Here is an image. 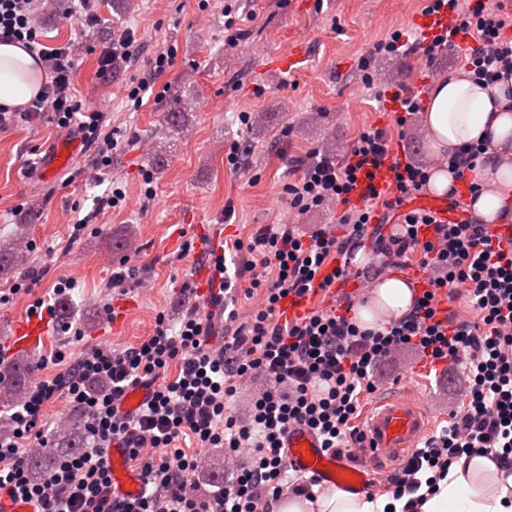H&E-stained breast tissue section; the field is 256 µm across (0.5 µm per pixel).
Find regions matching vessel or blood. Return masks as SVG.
<instances>
[{"label":"vessel or blood","mask_w":512,"mask_h":512,"mask_svg":"<svg viewBox=\"0 0 512 512\" xmlns=\"http://www.w3.org/2000/svg\"><path fill=\"white\" fill-rule=\"evenodd\" d=\"M421 206L437 211L447 221L456 220L460 209L450 207L447 198L423 194ZM47 339V324L43 318L26 315L19 320L9 338L12 350L26 353L37 350ZM429 430V415L425 406L412 394L392 397L375 405L366 417L364 449L358 463L325 452L318 438L309 430L298 427L286 439L288 463L293 468L317 477L320 482L347 491L366 489L375 473L403 460ZM112 467V483L116 493L134 494L140 489L136 472L125 465L126 451L119 447L108 450Z\"/></svg>","instance_id":"vessel-or-blood-1"}]
</instances>
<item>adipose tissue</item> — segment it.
Instances as JSON below:
<instances>
[{"label":"adipose tissue","instance_id":"adipose-tissue-1","mask_svg":"<svg viewBox=\"0 0 512 512\" xmlns=\"http://www.w3.org/2000/svg\"><path fill=\"white\" fill-rule=\"evenodd\" d=\"M47 80L36 54L18 43L0 42V105L25 107ZM424 131L435 154L463 144L488 141V159L474 170L478 197L468 207L487 224L506 223L512 203V74L493 85L471 82L459 69L437 75L425 100ZM414 291L399 277L377 280L368 302L355 311L368 329L408 314ZM387 497L368 498L341 490H325L314 499L291 497L276 512H384ZM419 512H512V473L484 456L457 458Z\"/></svg>","mask_w":512,"mask_h":512}]
</instances>
